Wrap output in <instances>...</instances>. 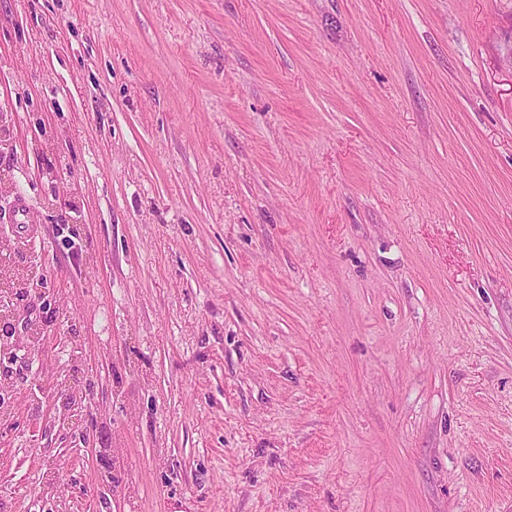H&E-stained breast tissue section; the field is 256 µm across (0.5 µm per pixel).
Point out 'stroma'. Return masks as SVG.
Wrapping results in <instances>:
<instances>
[{
  "mask_svg": "<svg viewBox=\"0 0 512 512\" xmlns=\"http://www.w3.org/2000/svg\"><path fill=\"white\" fill-rule=\"evenodd\" d=\"M511 50L512 0H0L21 388L80 353L122 512H512ZM23 258L13 261V267L25 270L23 277V298L14 293L11 281L0 278V291L9 295L14 304H0V370L4 368L13 381L24 378L28 362L19 361L9 351L12 344L26 346L25 338L32 331H39L43 337L51 333L54 325L56 305L53 294L45 288L39 276L24 264Z\"/></svg>",
  "mask_w": 512,
  "mask_h": 512,
  "instance_id": "stroma-1",
  "label": "stroma"
}]
</instances>
